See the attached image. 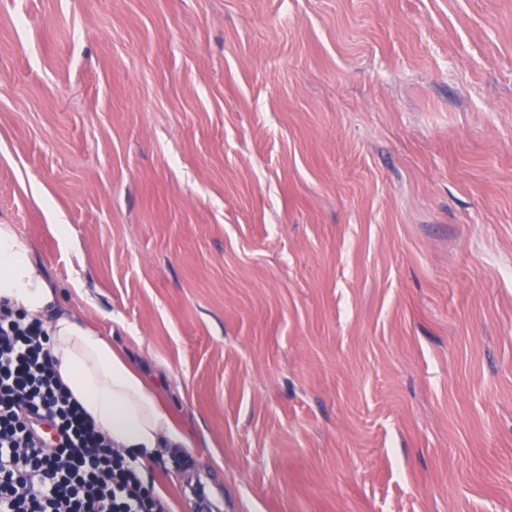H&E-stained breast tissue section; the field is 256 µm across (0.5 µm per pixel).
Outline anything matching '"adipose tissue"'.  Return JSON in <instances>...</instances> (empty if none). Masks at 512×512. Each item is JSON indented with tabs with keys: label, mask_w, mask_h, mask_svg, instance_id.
Returning a JSON list of instances; mask_svg holds the SVG:
<instances>
[{
	"label": "adipose tissue",
	"mask_w": 512,
	"mask_h": 512,
	"mask_svg": "<svg viewBox=\"0 0 512 512\" xmlns=\"http://www.w3.org/2000/svg\"><path fill=\"white\" fill-rule=\"evenodd\" d=\"M1 306L43 323L61 381L114 448L144 465L188 447L138 368L76 310L60 305L44 263L12 224H0Z\"/></svg>",
	"instance_id": "1"
}]
</instances>
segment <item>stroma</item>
I'll list each match as a JSON object with an SVG mask.
<instances>
[{"label": "stroma", "instance_id": "1", "mask_svg": "<svg viewBox=\"0 0 512 512\" xmlns=\"http://www.w3.org/2000/svg\"><path fill=\"white\" fill-rule=\"evenodd\" d=\"M0 222L168 512H512V0H0Z\"/></svg>", "mask_w": 512, "mask_h": 512}]
</instances>
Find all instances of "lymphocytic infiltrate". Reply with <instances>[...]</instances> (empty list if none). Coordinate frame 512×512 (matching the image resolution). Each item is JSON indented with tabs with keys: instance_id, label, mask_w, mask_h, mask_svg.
<instances>
[{
	"instance_id": "obj_1",
	"label": "lymphocytic infiltrate",
	"mask_w": 512,
	"mask_h": 512,
	"mask_svg": "<svg viewBox=\"0 0 512 512\" xmlns=\"http://www.w3.org/2000/svg\"><path fill=\"white\" fill-rule=\"evenodd\" d=\"M41 323L0 309V512H166L61 381Z\"/></svg>"
}]
</instances>
